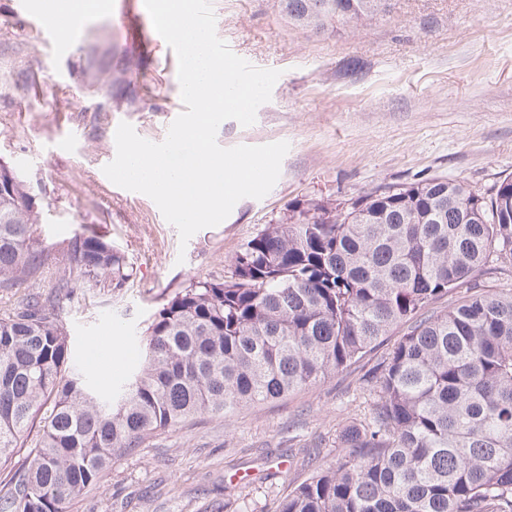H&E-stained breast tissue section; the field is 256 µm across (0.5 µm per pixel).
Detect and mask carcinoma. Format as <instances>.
Here are the masks:
<instances>
[{
    "mask_svg": "<svg viewBox=\"0 0 512 512\" xmlns=\"http://www.w3.org/2000/svg\"><path fill=\"white\" fill-rule=\"evenodd\" d=\"M280 0L321 32L385 14L382 0ZM0 288L37 278L0 314V468L18 448L0 512H70L112 463L158 430L313 385L400 323L408 333L373 382L371 422L345 428L337 467L288 493L280 512H512V293L471 294L492 252L512 259V176L486 198L433 177L357 198L345 213L296 207L247 241L228 279L191 283L154 314L143 359L103 389L71 356L61 312L75 289L120 288L133 267L93 232L37 245L41 207L0 160ZM55 278L52 270L45 272L33 282L30 288H12L10 290L0 289V313L13 307L16 298L24 293L48 294L54 290Z\"/></svg>",
    "mask_w": 512,
    "mask_h": 512,
    "instance_id": "obj_1",
    "label": "carcinoma"
}]
</instances>
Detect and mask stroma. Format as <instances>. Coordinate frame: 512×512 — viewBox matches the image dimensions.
<instances>
[{"instance_id":"1","label":"stroma","mask_w":512,"mask_h":512,"mask_svg":"<svg viewBox=\"0 0 512 512\" xmlns=\"http://www.w3.org/2000/svg\"><path fill=\"white\" fill-rule=\"evenodd\" d=\"M216 31L253 66L280 70L253 125L224 121L226 148L288 142L272 190L181 243L155 202L114 193L103 168L113 129L163 141L179 103L173 50L128 39L146 23L88 18L57 54L0 0V159L24 173L44 210V248L97 232L135 274L123 287L79 288L63 307L76 361L121 381L154 313L195 281L231 272L240 247L293 206L347 209L358 197L432 177L486 196L512 176V0H392L365 26L316 34L279 0H211ZM395 327L342 371L285 398L202 415L149 435L72 512H279L288 492L344 456L340 432L368 421V381L403 338Z\"/></svg>"}]
</instances>
